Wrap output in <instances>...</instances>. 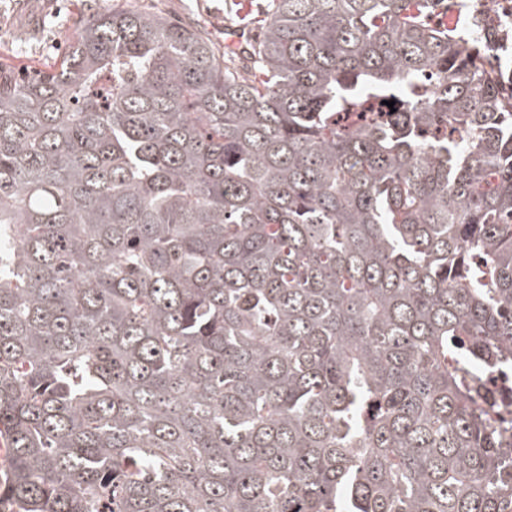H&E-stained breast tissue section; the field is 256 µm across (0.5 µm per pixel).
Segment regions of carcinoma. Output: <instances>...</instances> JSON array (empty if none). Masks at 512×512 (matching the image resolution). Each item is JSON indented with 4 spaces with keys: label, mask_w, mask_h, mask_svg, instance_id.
<instances>
[{
    "label": "carcinoma",
    "mask_w": 512,
    "mask_h": 512,
    "mask_svg": "<svg viewBox=\"0 0 512 512\" xmlns=\"http://www.w3.org/2000/svg\"><path fill=\"white\" fill-rule=\"evenodd\" d=\"M437 2L272 0L244 58L128 5L0 66V499L512 512V85ZM484 381L489 388L495 389L507 397L503 408L497 413V418L508 422L512 419L511 389L512 373L500 369L490 370L486 373Z\"/></svg>",
    "instance_id": "cac0c4a2"
}]
</instances>
